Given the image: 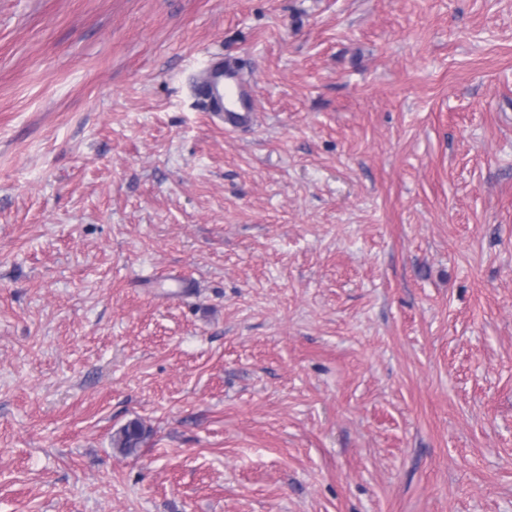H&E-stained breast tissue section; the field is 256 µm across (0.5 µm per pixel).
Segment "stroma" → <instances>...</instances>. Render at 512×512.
<instances>
[{
	"label": "stroma",
	"instance_id": "stroma-1",
	"mask_svg": "<svg viewBox=\"0 0 512 512\" xmlns=\"http://www.w3.org/2000/svg\"><path fill=\"white\" fill-rule=\"evenodd\" d=\"M0 512H512V0H0ZM196 94L207 112L224 123L227 130L248 126L252 122L251 88L239 71L222 57H214L203 75L195 83ZM226 90L233 93L234 101L226 104ZM148 431L144 425L134 420L121 427L113 436L112 444L124 455H134L145 443Z\"/></svg>",
	"mask_w": 512,
	"mask_h": 512
}]
</instances>
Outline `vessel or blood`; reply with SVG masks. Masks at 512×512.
<instances>
[{
	"label": "vessel or blood",
	"instance_id": "b4317fda",
	"mask_svg": "<svg viewBox=\"0 0 512 512\" xmlns=\"http://www.w3.org/2000/svg\"><path fill=\"white\" fill-rule=\"evenodd\" d=\"M206 111L220 119L225 129L235 130L252 122L251 88L238 70L221 57L212 58L195 84Z\"/></svg>",
	"mask_w": 512,
	"mask_h": 512
}]
</instances>
